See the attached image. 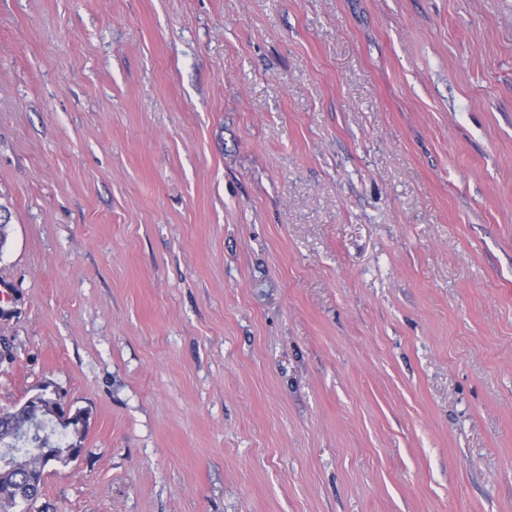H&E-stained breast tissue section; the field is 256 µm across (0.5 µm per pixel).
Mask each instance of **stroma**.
<instances>
[{
  "label": "stroma",
  "instance_id": "1",
  "mask_svg": "<svg viewBox=\"0 0 512 512\" xmlns=\"http://www.w3.org/2000/svg\"><path fill=\"white\" fill-rule=\"evenodd\" d=\"M0 204L30 512H512V0H0ZM53 402L56 406L52 407L51 418L35 421L24 434L15 439L14 445L34 444L41 447L38 449L46 452L51 451V453H56L59 448H63L66 441L62 437L59 439V446L57 448L53 447L57 445L55 436L57 428H62L67 420L66 416L62 417L56 398Z\"/></svg>",
  "mask_w": 512,
  "mask_h": 512
}]
</instances>
